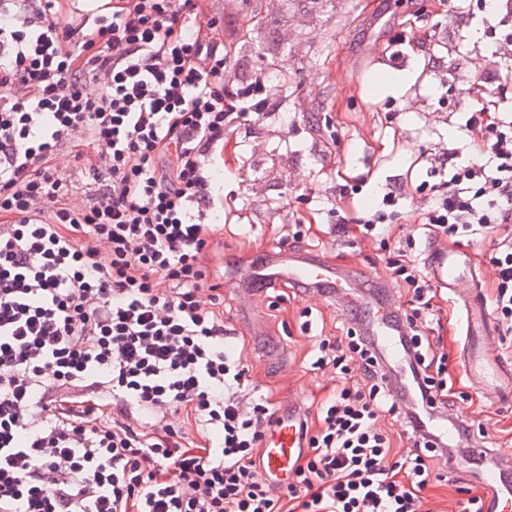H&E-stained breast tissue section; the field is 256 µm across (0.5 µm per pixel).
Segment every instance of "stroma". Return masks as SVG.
I'll use <instances>...</instances> for the list:
<instances>
[{
  "mask_svg": "<svg viewBox=\"0 0 512 512\" xmlns=\"http://www.w3.org/2000/svg\"><path fill=\"white\" fill-rule=\"evenodd\" d=\"M209 14L234 47L239 80L273 66L294 77L263 118H241L225 136L224 214L213 241L224 252V320L243 362L276 407L293 401L313 412L336 380L310 371L304 357L320 332L345 334L338 301L281 284L259 293L241 270L277 250L281 227L301 217L311 251L353 272L357 294L372 282L393 287L385 266L394 244L336 245L339 193L348 189L361 209L377 204L379 187L426 181L435 153L488 162L458 140V105L506 28L477 0H461L453 23L445 0H210ZM393 289L406 307L407 293ZM442 310L460 411L484 426L496 453H512V395L471 386L460 312L450 301Z\"/></svg>",
  "mask_w": 512,
  "mask_h": 512,
  "instance_id": "1",
  "label": "stroma"
}]
</instances>
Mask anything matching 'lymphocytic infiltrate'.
Instances as JSON below:
<instances>
[{"label": "lymphocytic infiltrate", "mask_w": 512, "mask_h": 512, "mask_svg": "<svg viewBox=\"0 0 512 512\" xmlns=\"http://www.w3.org/2000/svg\"><path fill=\"white\" fill-rule=\"evenodd\" d=\"M62 0H0V512H425L419 491L456 473L460 415L430 335L439 325L419 263L388 262L409 294L390 311L407 375L372 333L318 336L310 368L338 385L302 422L287 484L257 457L276 410L251 380L206 273L224 204L211 170L235 120L263 115L272 86L226 82L233 65L209 0H104L92 27L61 25ZM512 33L472 80L460 131L495 161L434 155L421 212L438 237L493 235L492 311L512 337V122L486 100ZM93 180L80 208L58 157ZM404 185L340 219L345 238H386ZM194 421L188 446L169 421ZM455 419V437L434 432ZM405 422V444L386 420Z\"/></svg>", "instance_id": "obj_1"}]
</instances>
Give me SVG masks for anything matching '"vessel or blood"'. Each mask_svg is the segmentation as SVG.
I'll use <instances>...</instances> for the list:
<instances>
[{"label":"vessel or blood","mask_w":512,"mask_h":512,"mask_svg":"<svg viewBox=\"0 0 512 512\" xmlns=\"http://www.w3.org/2000/svg\"><path fill=\"white\" fill-rule=\"evenodd\" d=\"M426 270L431 281L452 291L474 282L475 266L469 251L457 246L430 242L426 249ZM247 279L263 282H301L313 288H332L348 294L350 274L324 263L312 252L282 250L267 256L261 266L248 269ZM466 343L464 362L472 384L479 389L512 391V361L498 357L489 345L493 332L486 301L470 294L465 298ZM379 347L391 362H401L402 350L397 334L385 312L373 317ZM300 448L299 419L296 405L280 413L279 423L260 451L263 467L269 475L284 479ZM486 491V512H512V485L499 469H486L482 475Z\"/></svg>","instance_id":"1"}]
</instances>
